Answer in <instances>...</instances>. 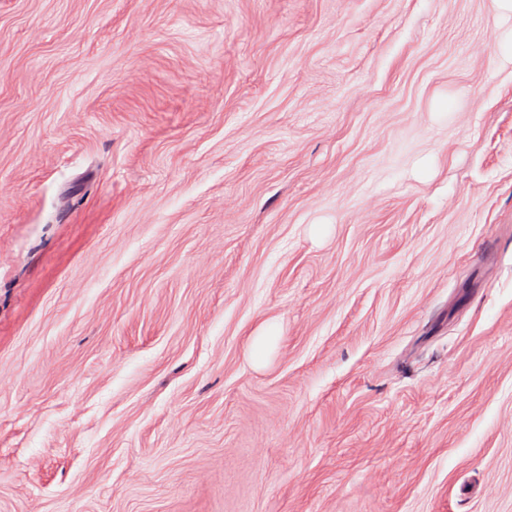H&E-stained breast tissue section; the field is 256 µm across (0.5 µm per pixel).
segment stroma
<instances>
[{
  "instance_id": "stroma-1",
  "label": "stroma",
  "mask_w": 512,
  "mask_h": 512,
  "mask_svg": "<svg viewBox=\"0 0 512 512\" xmlns=\"http://www.w3.org/2000/svg\"><path fill=\"white\" fill-rule=\"evenodd\" d=\"M496 0H0V512H512Z\"/></svg>"
}]
</instances>
